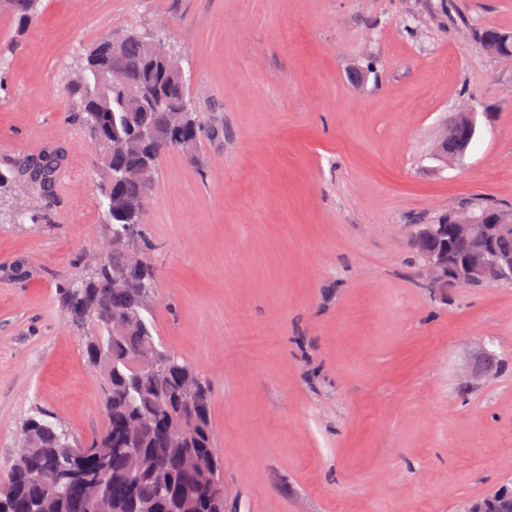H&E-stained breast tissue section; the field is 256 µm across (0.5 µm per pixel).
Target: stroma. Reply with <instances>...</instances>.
<instances>
[{
  "instance_id": "1",
  "label": "stroma",
  "mask_w": 512,
  "mask_h": 512,
  "mask_svg": "<svg viewBox=\"0 0 512 512\" xmlns=\"http://www.w3.org/2000/svg\"><path fill=\"white\" fill-rule=\"evenodd\" d=\"M164 26L211 122L145 204L153 334L211 391L224 512H461L512 480V286L430 287L418 225L512 209V0H43L0 7V168L54 149L50 200L0 189V476L35 409L83 442L100 384L58 299L105 226L65 83ZM480 135L433 158L457 113ZM504 362L473 387L483 352ZM483 48L491 55L512 56V33L498 29L485 28L480 34Z\"/></svg>"
}]
</instances>
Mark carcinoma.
<instances>
[{
    "label": "carcinoma",
    "mask_w": 512,
    "mask_h": 512,
    "mask_svg": "<svg viewBox=\"0 0 512 512\" xmlns=\"http://www.w3.org/2000/svg\"><path fill=\"white\" fill-rule=\"evenodd\" d=\"M42 0H7L23 22L32 17ZM115 35L103 37L84 58L78 72L66 83L79 124L88 137L99 140L97 165L102 181L96 202L103 210L108 237L129 224H145L144 204L150 185L140 181L136 169L145 159L157 175L170 152L193 157L207 122L191 104L185 83L172 76L182 60L165 61L153 56L149 37L125 32L120 54L112 53ZM483 48L491 55L512 56V33L485 28ZM164 100L152 113L155 138L143 140L140 114L146 98ZM52 152L26 157L0 170V187L37 185L45 194L54 185L60 162ZM122 171V181L113 179ZM468 216L482 224L489 213L501 224L512 223V211L491 201L477 207L465 205ZM103 259L100 275L127 271V287L119 293H102L88 281L75 279L62 292V303L71 326L83 332V355L98 377L103 394L107 429L89 444L92 452L80 467L95 474L106 459L109 494L102 501L90 498L70 477L73 451L78 440L59 421L38 410L29 416L22 435L29 440L23 454L14 456L7 474L0 478V512H141L145 501H155L163 488L176 494L166 512H224V500L206 494L200 480L224 482V461L214 450L211 425V392L199 372L177 358L171 365L153 368L145 358L159 350L144 313L151 308L141 284L155 287L153 268L144 251L134 256L112 248V242L87 259ZM188 420L186 443H169L168 425Z\"/></svg>",
    "instance_id": "obj_1"
}]
</instances>
